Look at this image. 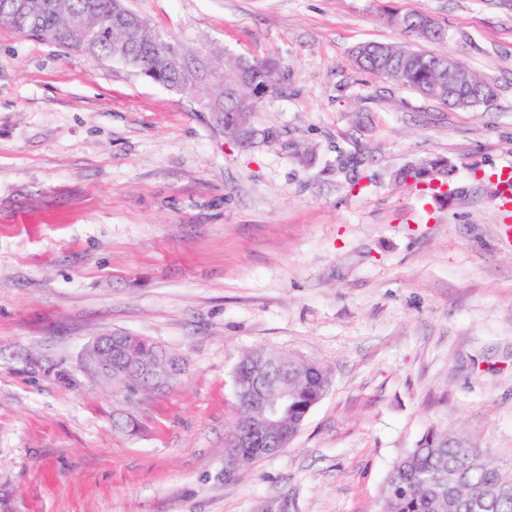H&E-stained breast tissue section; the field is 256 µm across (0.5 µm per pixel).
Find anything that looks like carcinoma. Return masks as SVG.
Returning a JSON list of instances; mask_svg holds the SVG:
<instances>
[{"mask_svg":"<svg viewBox=\"0 0 512 512\" xmlns=\"http://www.w3.org/2000/svg\"><path fill=\"white\" fill-rule=\"evenodd\" d=\"M13 0H0V23L20 31L30 32L58 46L74 52L87 53L111 59L115 44L125 35L115 30L112 36L96 43H81L67 34L75 20L88 28H98L112 22L114 0H31L34 7L24 18L12 15ZM417 14L395 18V24L405 33L427 42L443 39L434 31L420 34L411 27ZM164 36L147 27L139 30L136 38L125 48L122 56L128 66L135 67L145 57H155L158 66L155 78L168 88L179 91L192 89L210 112L257 111L254 90L262 85L275 91L282 80V68L276 58L254 60L247 79H240L241 57H224V82L239 84V92L231 97L224 92L221 82L212 85L200 81L178 62H170L162 52ZM439 53L413 49L390 43H364L352 53V64L376 76L387 71V79L420 94L430 92L431 86L441 85L440 95L448 94V81L434 64ZM481 95L473 96L463 90L462 108L481 105V100L495 96L494 88L482 81ZM163 352V348L144 337L130 348V356L145 359ZM260 352L247 354L233 373L234 391L252 371L251 360ZM280 364L288 367V379L293 381L295 397L302 404L322 391L329 372L317 362L297 359L291 355L273 354ZM481 500L482 512H512V468H504L487 450L468 446L463 440L448 436V432L427 431L417 446L397 459L383 482L379 512H475L472 505Z\"/></svg>","mask_w":512,"mask_h":512,"instance_id":"obj_1","label":"carcinoma"}]
</instances>
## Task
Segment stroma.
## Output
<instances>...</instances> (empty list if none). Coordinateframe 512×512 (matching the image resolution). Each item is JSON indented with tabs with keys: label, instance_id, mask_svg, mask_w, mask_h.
I'll list each match as a JSON object with an SVG mask.
<instances>
[{
	"label": "stroma",
	"instance_id": "stroma-1",
	"mask_svg": "<svg viewBox=\"0 0 512 512\" xmlns=\"http://www.w3.org/2000/svg\"><path fill=\"white\" fill-rule=\"evenodd\" d=\"M187 53L278 58L245 148L124 64L0 24V512H377L429 429L512 466V0H124ZM424 14L495 88L459 109L355 68ZM440 192L401 181L419 165ZM183 359L129 404L94 337ZM331 386L285 451L226 456L248 353ZM262 355H269L276 358L281 365L288 366V383L294 379V369L300 366L297 378L293 381L295 387V397L298 405L311 400L322 391V386L326 380H330L329 372L317 362H309L297 359L291 355L276 354L269 352H253L247 354L239 362L233 373V386L238 403L237 392L242 387V382L252 371L251 360L257 359ZM277 364V365H279ZM295 364V366H293Z\"/></svg>",
	"mask_w": 512,
	"mask_h": 512
}]
</instances>
